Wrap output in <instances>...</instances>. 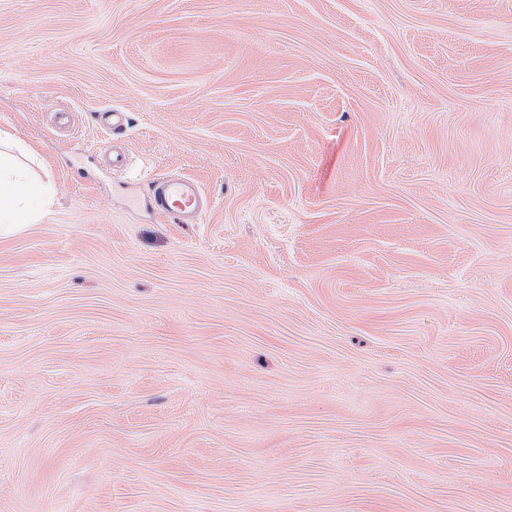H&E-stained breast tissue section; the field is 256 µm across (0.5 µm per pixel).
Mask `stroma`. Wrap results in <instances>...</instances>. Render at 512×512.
Masks as SVG:
<instances>
[{"label": "stroma", "mask_w": 512, "mask_h": 512, "mask_svg": "<svg viewBox=\"0 0 512 512\" xmlns=\"http://www.w3.org/2000/svg\"><path fill=\"white\" fill-rule=\"evenodd\" d=\"M0 127V512H512V0H0ZM53 193L50 182L20 167L13 155L0 151V230L16 224H34ZM150 190L158 215L177 224H198L208 208L200 184L188 176L157 175L150 181Z\"/></svg>", "instance_id": "stroma-1"}]
</instances>
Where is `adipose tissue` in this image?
<instances>
[{
  "label": "adipose tissue",
  "instance_id": "ef3b65f1",
  "mask_svg": "<svg viewBox=\"0 0 512 512\" xmlns=\"http://www.w3.org/2000/svg\"><path fill=\"white\" fill-rule=\"evenodd\" d=\"M54 190L29 169L20 167L13 155L0 151V229L31 224L50 203Z\"/></svg>",
  "mask_w": 512,
  "mask_h": 512
}]
</instances>
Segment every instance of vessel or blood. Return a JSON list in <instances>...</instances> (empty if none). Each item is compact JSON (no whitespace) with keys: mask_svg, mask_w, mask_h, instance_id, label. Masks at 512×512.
Segmentation results:
<instances>
[{"mask_svg":"<svg viewBox=\"0 0 512 512\" xmlns=\"http://www.w3.org/2000/svg\"><path fill=\"white\" fill-rule=\"evenodd\" d=\"M150 190L158 215L179 224L199 223L208 208L200 184L188 176H155L150 182Z\"/></svg>","mask_w":512,"mask_h":512,"instance_id":"obj_1","label":"vessel or blood"}]
</instances>
